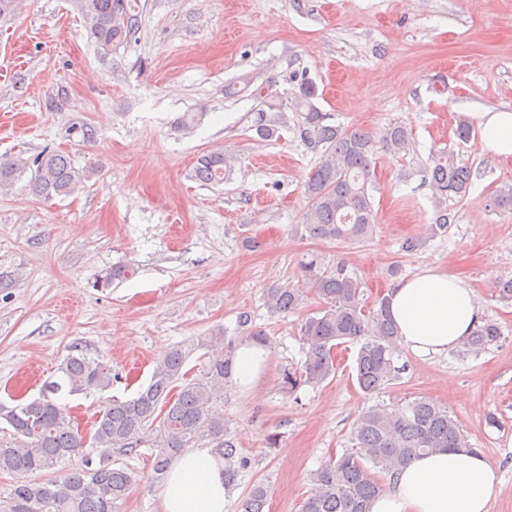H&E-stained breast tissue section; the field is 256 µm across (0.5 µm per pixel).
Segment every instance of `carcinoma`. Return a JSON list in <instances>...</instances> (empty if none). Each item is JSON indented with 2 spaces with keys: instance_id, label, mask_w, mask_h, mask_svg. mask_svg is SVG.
<instances>
[{
  "instance_id": "obj_1",
  "label": "carcinoma",
  "mask_w": 512,
  "mask_h": 512,
  "mask_svg": "<svg viewBox=\"0 0 512 512\" xmlns=\"http://www.w3.org/2000/svg\"><path fill=\"white\" fill-rule=\"evenodd\" d=\"M77 4L88 38L104 55L140 31L135 0H77ZM291 83L287 98L262 87L251 92L259 103L255 133L264 141L274 138L278 128L267 113L292 108L297 115V139L320 154L305 183L308 207L303 224L317 239L364 241L373 235L377 223L368 190L375 143L398 157L412 150V131L402 124L392 125L376 141L361 128L344 129L315 105L312 81L295 76ZM231 174L222 150L209 151L197 160L195 178L205 185L227 181ZM26 175L29 192L44 199L70 196L88 178L60 150L48 148L33 157L21 152L0 156L1 191ZM427 177L434 218L425 234L436 237L454 221L448 202L469 194L473 171L454 155L440 151L432 156ZM300 270L303 284H274L267 291V305L277 313L300 311L311 294L320 304L301 324L304 360L282 371L281 391L295 398L301 388L324 383L336 373V348L356 341L361 343L354 368L357 386L366 396L381 393L399 373L394 363L398 329L390 313L389 293L379 295L367 309L360 299V284L347 266L329 267L311 254L301 260ZM133 274L130 265L114 267L100 277L97 287L109 288ZM238 325L245 330L242 340L269 343L250 312L239 314ZM500 337L497 323L486 319L461 346L480 354ZM199 347L212 353L198 377L190 379L184 371L188 353L172 351L156 362L148 384L134 396L100 405L88 438L60 399L112 388V368L77 345L70 348L59 375L43 383L39 397L19 399L12 407L0 405V418L9 426L0 436V473L13 478L7 496L0 497V512H120L138 475L124 464L117 465L116 457L135 455L144 444L153 448L152 476L161 482L182 449L208 438L211 452L224 461V484L235 485L250 465L224 423V389L233 383L237 343L218 330L203 338ZM350 440L352 447L311 474V489L301 512H369L370 502L383 491L379 476H394L420 454L459 448L475 451L448 409L428 398L366 408L351 424ZM76 456L82 458L78 467L70 465ZM42 472L52 477L33 479ZM266 502L265 486L255 484L241 501L240 512H265Z\"/></svg>"
}]
</instances>
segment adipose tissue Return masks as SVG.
<instances>
[{"instance_id":"adipose-tissue-1","label":"adipose tissue","mask_w":512,"mask_h":512,"mask_svg":"<svg viewBox=\"0 0 512 512\" xmlns=\"http://www.w3.org/2000/svg\"><path fill=\"white\" fill-rule=\"evenodd\" d=\"M477 118L486 149L512 156V111H485ZM391 314L401 345L427 358L456 347L479 324L482 310L463 278L429 266L397 285ZM269 353L268 347L240 343L234 374L239 390L252 391ZM500 488L496 467L483 455L444 449L412 459L369 512H488ZM228 494L223 461L209 449L186 448L161 488V512H226Z\"/></svg>"}]
</instances>
